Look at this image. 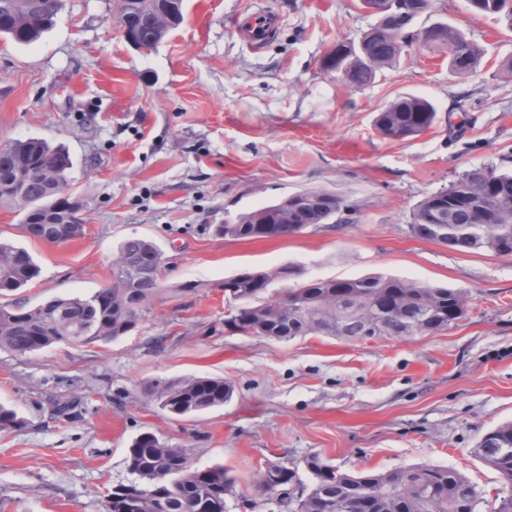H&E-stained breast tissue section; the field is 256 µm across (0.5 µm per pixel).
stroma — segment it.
<instances>
[{
	"label": "stroma",
	"mask_w": 512,
	"mask_h": 512,
	"mask_svg": "<svg viewBox=\"0 0 512 512\" xmlns=\"http://www.w3.org/2000/svg\"><path fill=\"white\" fill-rule=\"evenodd\" d=\"M434 19L484 50L475 73L413 43L393 68L354 89L322 70L337 42L371 22L360 0H184L182 23L149 52L113 22L112 0H65L34 44L0 37V146L40 138L64 146L67 194L86 234L27 237L22 214L0 207V241L40 267L12 301L31 308L89 296L112 280V255L131 237L153 241L162 289L127 335L93 346L0 349V405L23 418L0 430L4 512H103L128 482L127 452L151 433L187 449L194 466H223L235 484L227 512H287L256 489L268 462L299 466L293 492L314 478L317 453L346 471L415 464L465 472L493 499L499 474L473 450L512 421V255L464 253L416 238V204L481 165L512 169V31L466 0H434ZM273 30L247 42V14ZM413 94L437 110L406 140L383 139L379 111ZM303 190L358 207L347 224L276 238L235 239L216 227ZM292 268L268 292L314 280L382 275L468 294L457 325L406 338L277 341L226 325L224 281ZM221 377L224 406L175 417L141 395L150 380ZM75 400L80 418L52 416Z\"/></svg>",
	"instance_id": "1"
}]
</instances>
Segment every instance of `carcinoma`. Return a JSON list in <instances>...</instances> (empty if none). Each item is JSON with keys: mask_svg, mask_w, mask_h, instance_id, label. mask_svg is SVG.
<instances>
[{"mask_svg": "<svg viewBox=\"0 0 512 512\" xmlns=\"http://www.w3.org/2000/svg\"><path fill=\"white\" fill-rule=\"evenodd\" d=\"M472 12L492 16L512 29V0H467ZM118 9H133L139 34L148 41L168 31L157 0H113ZM423 0H398L393 14L378 16L361 33L368 52L355 55L358 43L339 42L321 61L336 72L348 64L344 84L363 87L393 67L413 41H423L422 29H408L422 19ZM63 0H0V35L28 45L51 28ZM433 48L454 52L452 68L472 74L483 56L482 47L450 24L431 33ZM436 108L426 98L401 96L375 118L379 134L402 140L426 131ZM70 160L66 152L36 138L17 139L0 148V206L22 211V230L33 239L62 242L84 234L74 203L63 197ZM306 204H275L238 214L217 232L232 238L256 237L255 226H273V236L297 232L311 224L349 223L357 205L323 191L305 190ZM411 233L460 252L512 254V173L480 166L463 173L448 188L423 198L412 211ZM162 254L145 238H129L112 258V283L88 297H56L32 308L0 304V349L18 355L53 344L72 346L107 342L134 329L143 309L160 290ZM25 249L0 242V293L7 295L39 276ZM266 287L258 273L239 275L225 294V322L239 331L277 340L322 335L345 340L402 338L446 330L468 313V296L460 289L435 287L413 279L380 275L357 279L313 281L288 290L282 299L260 301ZM233 393L222 378L190 376L151 381L141 394L170 404L174 416H190L224 405ZM23 420L0 406V429H18ZM475 456L503 480L491 512H512V422L487 433ZM188 457L182 448H168L154 435L139 436L129 448L128 470L134 479L112 487L105 512H135L142 496L151 495L164 512H226L225 496L234 479L224 467L213 466L183 475ZM314 477L301 490L292 512H478L485 498L461 471L439 465H413L387 470L342 471L313 453L304 459Z\"/></svg>", "mask_w": 512, "mask_h": 512, "instance_id": "obj_1", "label": "carcinoma"}]
</instances>
